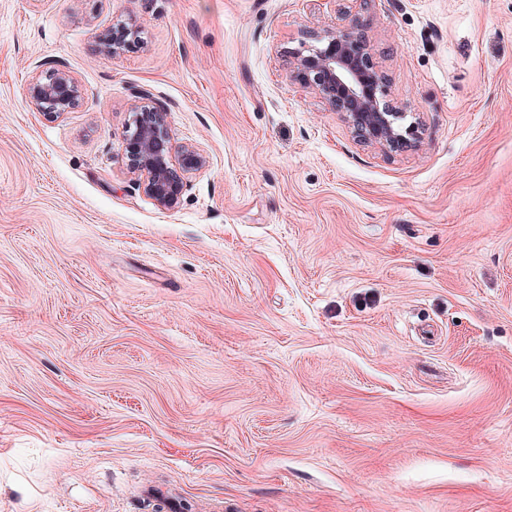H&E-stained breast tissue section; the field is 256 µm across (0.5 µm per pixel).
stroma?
<instances>
[{
  "label": "stroma",
  "mask_w": 512,
  "mask_h": 512,
  "mask_svg": "<svg viewBox=\"0 0 512 512\" xmlns=\"http://www.w3.org/2000/svg\"><path fill=\"white\" fill-rule=\"evenodd\" d=\"M349 10L416 147L288 78ZM38 62L79 107L31 106ZM141 105L207 158L172 209ZM162 495L512 512V0H0V512ZM164 112L163 107L149 105L135 110L127 135L128 166L138 188L159 207L169 209L180 200L183 175L202 170L207 159L193 147L173 148L164 125Z\"/></svg>",
  "instance_id": "1"
}]
</instances>
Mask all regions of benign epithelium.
Listing matches in <instances>:
<instances>
[{"label":"benign epithelium","mask_w":512,"mask_h":512,"mask_svg":"<svg viewBox=\"0 0 512 512\" xmlns=\"http://www.w3.org/2000/svg\"><path fill=\"white\" fill-rule=\"evenodd\" d=\"M314 38V48L288 50L289 78L340 113L358 141L390 151L416 146L420 123L389 99L365 20L354 14L347 26L322 28ZM29 98L37 111L52 118L74 109L81 91L73 75L56 65L40 71L30 84ZM164 112L149 105L135 110L127 135L128 161L138 187L169 209L180 200L183 174L205 168L207 159L193 147L173 148Z\"/></svg>","instance_id":"7a95c632"}]
</instances>
